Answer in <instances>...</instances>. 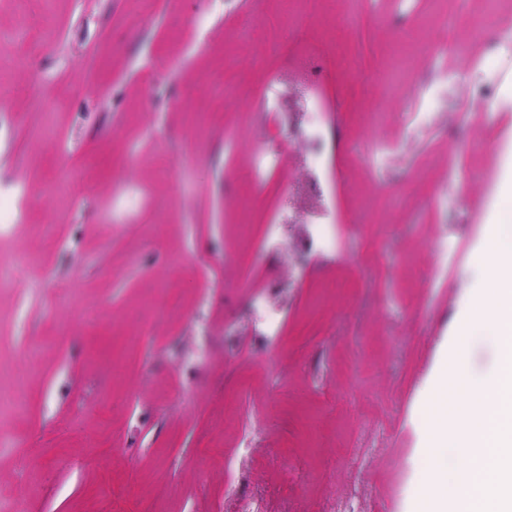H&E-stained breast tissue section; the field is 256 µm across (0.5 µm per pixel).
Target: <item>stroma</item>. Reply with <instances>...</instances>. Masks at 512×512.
<instances>
[{
	"label": "stroma",
	"mask_w": 512,
	"mask_h": 512,
	"mask_svg": "<svg viewBox=\"0 0 512 512\" xmlns=\"http://www.w3.org/2000/svg\"><path fill=\"white\" fill-rule=\"evenodd\" d=\"M489 10L512 28V0H322L312 14L301 0H0V189L26 191L23 219L0 227V395L26 397L20 413L0 405V512H224L218 457L244 434L270 443V493L295 512L351 497L416 512L435 479L429 384L512 175V97L484 91L512 90V56L494 76L475 68L488 44L466 24ZM439 19L447 89L435 127L406 137L404 111L437 77L423 52L384 73L399 37L434 36ZM308 52L327 70L340 238L305 260L295 245L320 205L294 131ZM268 98L291 124L252 121ZM266 145L288 176L245 213ZM268 287L286 309L274 344L249 313Z\"/></svg>",
	"instance_id": "35a3bbf8"
}]
</instances>
